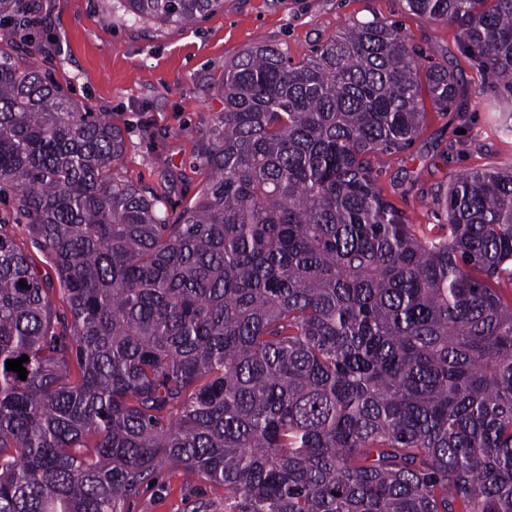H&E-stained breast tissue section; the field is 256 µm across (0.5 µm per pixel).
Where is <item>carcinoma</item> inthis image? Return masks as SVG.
I'll use <instances>...</instances> for the list:
<instances>
[{
    "label": "carcinoma",
    "mask_w": 512,
    "mask_h": 512,
    "mask_svg": "<svg viewBox=\"0 0 512 512\" xmlns=\"http://www.w3.org/2000/svg\"><path fill=\"white\" fill-rule=\"evenodd\" d=\"M117 2L156 29L224 4ZM404 2L512 100V0ZM19 30L0 197L66 310L0 222V512H130L165 467L224 488V512H512V169L459 174L435 236L378 182L424 99L465 105L452 71L374 19L298 60L250 47L177 211Z\"/></svg>",
    "instance_id": "carcinoma-1"
}]
</instances>
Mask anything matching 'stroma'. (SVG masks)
Instances as JSON below:
<instances>
[{"instance_id": "obj_1", "label": "stroma", "mask_w": 512, "mask_h": 512, "mask_svg": "<svg viewBox=\"0 0 512 512\" xmlns=\"http://www.w3.org/2000/svg\"><path fill=\"white\" fill-rule=\"evenodd\" d=\"M31 17L45 32L36 64L71 98L126 128L128 175L166 192L177 208L203 179L200 139L223 108L213 88L225 62L256 43L287 44L298 58L344 26L375 17L398 23L422 47L425 63L448 67L469 88L464 113L428 110L423 133L380 176L386 195L432 225L421 191L446 187L465 170L512 166V139L502 140L494 122L502 105L480 92V76L460 54L454 28L406 11L402 0H224L195 25L162 30L133 22L115 0H33ZM419 169L426 174L420 189L402 194L406 174ZM167 170L175 183L164 181ZM205 502L208 512H222L223 488L166 467L133 512H199Z\"/></svg>"}]
</instances>
